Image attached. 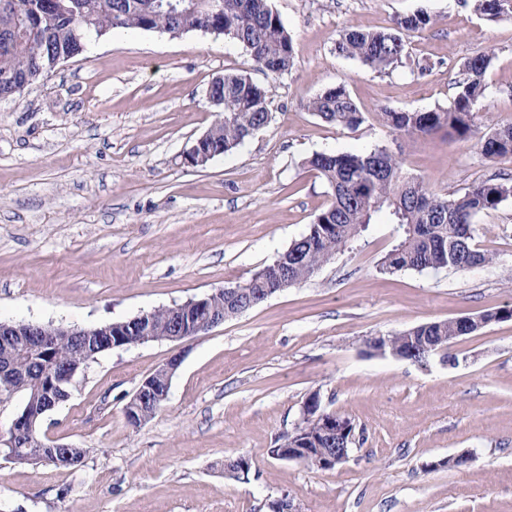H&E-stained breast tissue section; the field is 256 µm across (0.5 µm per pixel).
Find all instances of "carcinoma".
Wrapping results in <instances>:
<instances>
[{
	"instance_id": "cac0c4a2",
	"label": "carcinoma",
	"mask_w": 512,
	"mask_h": 512,
	"mask_svg": "<svg viewBox=\"0 0 512 512\" xmlns=\"http://www.w3.org/2000/svg\"><path fill=\"white\" fill-rule=\"evenodd\" d=\"M10 13L0 15V25L15 28V35L0 39V96L11 98L22 93L25 77L48 76L59 56L79 55L88 37L114 29L158 31L171 37L189 32L208 31L241 45L268 77L279 78L294 65L292 37L269 0H222L215 13L212 0H181L172 11L155 7V0H13ZM512 0H474V9L496 18ZM430 15L419 11L396 21L390 30L366 31L345 27L336 40V52L374 70L397 66L406 56L407 37L425 29ZM493 52L486 50L467 58L463 78L448 108L442 110H384L381 122L405 136H430L441 130L459 139L474 135V115L485 91V74ZM224 84L211 82V94L224 103L215 106L217 118L210 136L200 150L215 158L242 147L272 119L269 109L270 86L241 74L226 73ZM307 109L328 123L354 130L364 121L363 112L343 84L322 91L307 103ZM483 157L492 161L512 154V124L491 127L480 138ZM308 166L325 180L329 204L317 215L307 232L246 282L247 294L254 298L279 280L288 270V286L310 279L337 254L352 248L381 213L395 225L397 237L392 249L381 258L379 272L402 270L419 272L453 268L466 271L490 263L493 256L474 246L475 217L512 199V179L489 180L462 193H438L424 181L409 176L399 155L385 146L358 152L316 153ZM172 307L153 313L152 340L166 341L170 334ZM52 347L33 351L25 346L4 345L19 370L36 375L18 381L13 388H1L0 395L21 393L31 401L40 392L39 376L64 379L75 358L73 337L51 327ZM472 331L457 319L435 320L406 331L379 335L386 351L405 360L421 361L437 347ZM308 417L302 421L306 435L320 438L326 422L336 414L322 407L319 395H310ZM87 450L68 445L58 449L50 461L58 469H71V462H83Z\"/></svg>"
}]
</instances>
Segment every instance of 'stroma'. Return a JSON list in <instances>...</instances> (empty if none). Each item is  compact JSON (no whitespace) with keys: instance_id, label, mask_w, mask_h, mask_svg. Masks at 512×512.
Masks as SVG:
<instances>
[{"instance_id":"35a3bbf8","label":"stroma","mask_w":512,"mask_h":512,"mask_svg":"<svg viewBox=\"0 0 512 512\" xmlns=\"http://www.w3.org/2000/svg\"><path fill=\"white\" fill-rule=\"evenodd\" d=\"M295 63L270 81L241 47L202 32L115 29L20 96L0 100V320L89 328L245 283L306 233L328 187L317 152L385 146L440 192L512 177L475 141L400 137L385 109L447 108L466 58L495 51L481 113L512 123V12L471 0H270ZM425 10L409 55L378 71L335 52L340 31L392 27ZM271 82L270 124L206 167L182 155L215 119L211 81ZM345 85L365 120L348 130L307 102ZM474 244L496 261L464 272L377 270L386 218L365 245L307 282L177 343L98 355L44 419L46 438L86 449L71 470L0 456V512H512V320L459 338L457 361L372 356L367 338L512 304V199L480 213ZM169 395L141 428L124 407L173 354ZM319 394L356 441L329 471L270 455ZM250 452L247 479L225 457Z\"/></svg>"}]
</instances>
